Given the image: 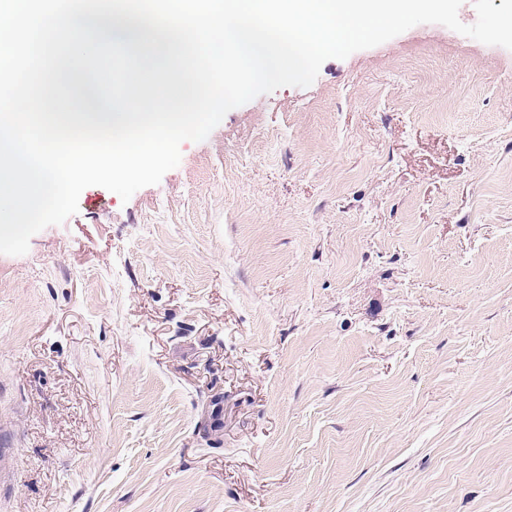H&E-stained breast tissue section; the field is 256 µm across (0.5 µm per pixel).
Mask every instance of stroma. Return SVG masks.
<instances>
[{"instance_id": "obj_1", "label": "stroma", "mask_w": 512, "mask_h": 512, "mask_svg": "<svg viewBox=\"0 0 512 512\" xmlns=\"http://www.w3.org/2000/svg\"><path fill=\"white\" fill-rule=\"evenodd\" d=\"M180 153L0 254V512H512V50L419 24Z\"/></svg>"}]
</instances>
